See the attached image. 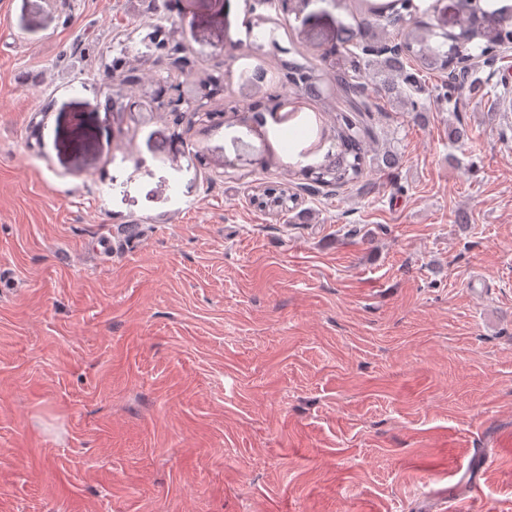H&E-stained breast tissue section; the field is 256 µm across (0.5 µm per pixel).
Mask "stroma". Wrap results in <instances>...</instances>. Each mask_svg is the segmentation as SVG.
<instances>
[{
    "label": "stroma",
    "instance_id": "35a3bbf8",
    "mask_svg": "<svg viewBox=\"0 0 512 512\" xmlns=\"http://www.w3.org/2000/svg\"><path fill=\"white\" fill-rule=\"evenodd\" d=\"M249 2L0 0V512H512V47L488 100L381 103L399 167L331 195L288 174L318 102L231 112ZM161 12L226 72L191 128L112 109ZM272 16L270 66L360 24ZM282 186L276 187H265L261 193L257 196L263 198V203L268 207L269 211L283 212L293 211L297 209L301 203L298 200L296 193H290V187L288 188L287 183H283ZM291 203V206L288 205Z\"/></svg>",
    "mask_w": 512,
    "mask_h": 512
}]
</instances>
